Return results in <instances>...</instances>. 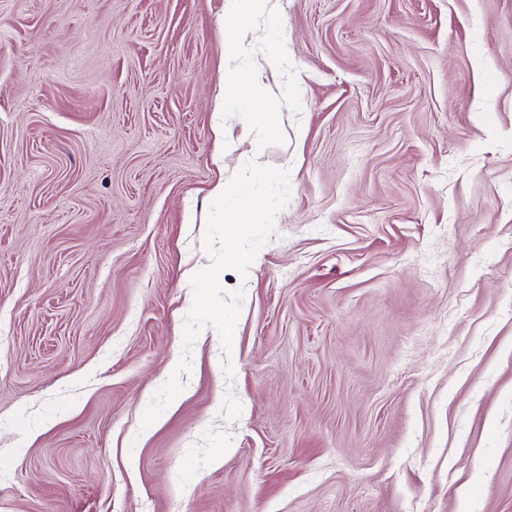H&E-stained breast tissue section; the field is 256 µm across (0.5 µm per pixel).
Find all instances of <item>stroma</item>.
Here are the masks:
<instances>
[{
  "label": "stroma",
  "mask_w": 512,
  "mask_h": 512,
  "mask_svg": "<svg viewBox=\"0 0 512 512\" xmlns=\"http://www.w3.org/2000/svg\"><path fill=\"white\" fill-rule=\"evenodd\" d=\"M251 159L290 199L184 351ZM0 512H512V0H0Z\"/></svg>",
  "instance_id": "obj_1"
}]
</instances>
